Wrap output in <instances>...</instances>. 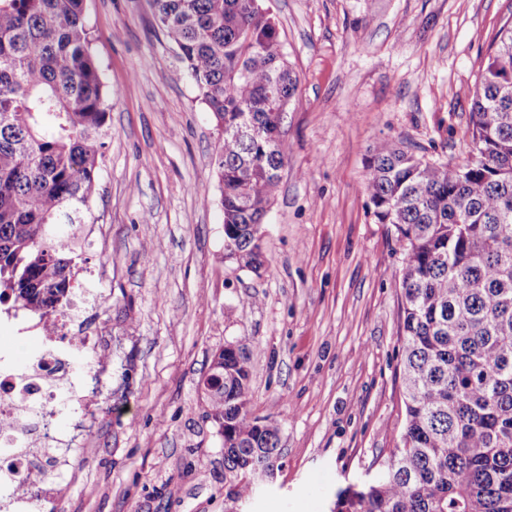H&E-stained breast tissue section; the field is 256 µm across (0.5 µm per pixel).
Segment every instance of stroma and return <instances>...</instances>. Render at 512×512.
Segmentation results:
<instances>
[{
	"mask_svg": "<svg viewBox=\"0 0 512 512\" xmlns=\"http://www.w3.org/2000/svg\"><path fill=\"white\" fill-rule=\"evenodd\" d=\"M298 92L261 274L224 258L219 132L149 0H86L112 91L77 287L112 377L95 391L45 512H332L397 445L400 254L364 191L382 140L465 162L473 93L512 0H261ZM251 356V412L280 428L272 484L224 493V440L201 382Z\"/></svg>",
	"mask_w": 512,
	"mask_h": 512,
	"instance_id": "obj_1",
	"label": "stroma"
}]
</instances>
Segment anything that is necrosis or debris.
Wrapping results in <instances>:
<instances>
[{"label":"necrosis or debris","mask_w":512,"mask_h":512,"mask_svg":"<svg viewBox=\"0 0 512 512\" xmlns=\"http://www.w3.org/2000/svg\"><path fill=\"white\" fill-rule=\"evenodd\" d=\"M87 300L76 295L50 321L33 319L38 345L24 370L0 355V512H42L55 490L54 475L69 466L79 435L91 426L84 382L107 383L111 371L76 314ZM62 342L70 347L65 357L57 350ZM60 413L74 417L69 435L44 433L47 419Z\"/></svg>","instance_id":"necrosis-or-debris-1"}]
</instances>
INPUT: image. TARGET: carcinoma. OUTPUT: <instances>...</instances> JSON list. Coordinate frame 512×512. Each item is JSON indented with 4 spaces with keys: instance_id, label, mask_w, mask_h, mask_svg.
I'll return each instance as SVG.
<instances>
[{
    "instance_id": "1",
    "label": "carcinoma",
    "mask_w": 512,
    "mask_h": 512,
    "mask_svg": "<svg viewBox=\"0 0 512 512\" xmlns=\"http://www.w3.org/2000/svg\"><path fill=\"white\" fill-rule=\"evenodd\" d=\"M223 132L214 166L224 258L258 273L260 226L287 154L278 103L298 91L279 28L252 0H150ZM247 32L250 39L242 37ZM112 94L85 0H0V305L68 302L99 194ZM475 155L428 162L382 141L365 193L400 248L399 444L334 512H512V21L492 40L470 113ZM251 359L224 346V486L275 470L278 425L252 415Z\"/></svg>"
}]
</instances>
